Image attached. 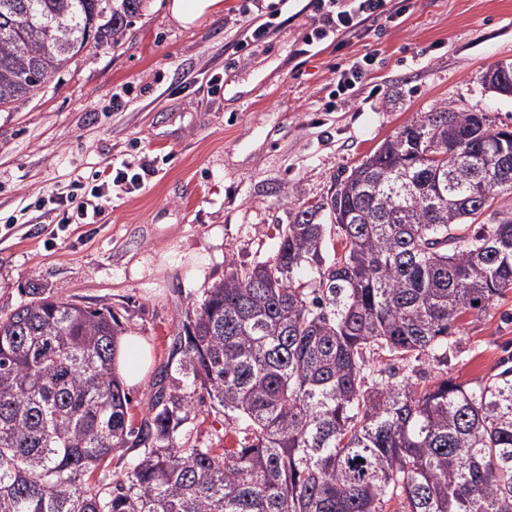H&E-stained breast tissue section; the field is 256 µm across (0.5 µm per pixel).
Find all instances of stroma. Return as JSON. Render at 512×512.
Here are the masks:
<instances>
[{
	"label": "stroma",
	"instance_id": "stroma-1",
	"mask_svg": "<svg viewBox=\"0 0 512 512\" xmlns=\"http://www.w3.org/2000/svg\"><path fill=\"white\" fill-rule=\"evenodd\" d=\"M169 0H146L118 45L87 47L36 96L0 111V317L33 289L108 308L144 337L152 364L129 388L139 425L157 375L177 363L173 339L231 267L271 260L292 209L326 197L344 170L441 105L512 128V95L482 72L512 61V0H406L399 24H372L341 51L306 48L308 0H288L269 33L243 45L247 18L224 0L185 28ZM374 72L351 102L329 110L337 67L363 55ZM219 77V93L207 91ZM138 157L143 189H114L96 224H56L32 201L76 178ZM447 365L424 357L414 378L473 382L512 357V293L466 316ZM243 434L202 407L181 442L237 448Z\"/></svg>",
	"mask_w": 512,
	"mask_h": 512
}]
</instances>
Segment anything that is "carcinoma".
<instances>
[{"mask_svg": "<svg viewBox=\"0 0 512 512\" xmlns=\"http://www.w3.org/2000/svg\"><path fill=\"white\" fill-rule=\"evenodd\" d=\"M144 2L0 0V108L117 44ZM508 75L480 80L499 94ZM511 195L512 130L439 107L298 207L275 257L231 269L174 338L178 374L245 431L221 453L178 444L193 406L174 391L128 424L111 311L17 307L0 318V512H512V368L395 380L448 365L455 325L512 292V211L478 223ZM131 437L125 478L89 482Z\"/></svg>", "mask_w": 512, "mask_h": 512, "instance_id": "obj_1", "label": "carcinoma"}]
</instances>
